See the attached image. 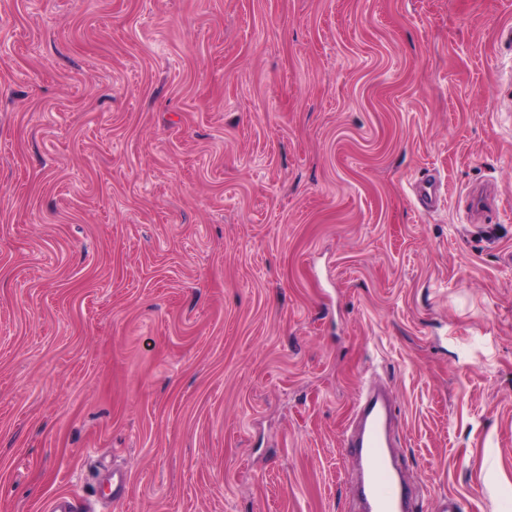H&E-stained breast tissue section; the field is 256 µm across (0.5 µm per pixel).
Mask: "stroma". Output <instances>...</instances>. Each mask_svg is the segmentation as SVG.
I'll list each match as a JSON object with an SVG mask.
<instances>
[{"label": "stroma", "instance_id": "stroma-1", "mask_svg": "<svg viewBox=\"0 0 512 512\" xmlns=\"http://www.w3.org/2000/svg\"><path fill=\"white\" fill-rule=\"evenodd\" d=\"M509 26L512 0H0V512L115 464L99 512H348L368 379L422 512H512Z\"/></svg>", "mask_w": 512, "mask_h": 512}]
</instances>
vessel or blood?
Instances as JSON below:
<instances>
[{
  "mask_svg": "<svg viewBox=\"0 0 512 512\" xmlns=\"http://www.w3.org/2000/svg\"><path fill=\"white\" fill-rule=\"evenodd\" d=\"M391 404L385 391L361 394L348 448L359 467L358 496L363 512H419L420 501L402 484L390 451Z\"/></svg>",
  "mask_w": 512,
  "mask_h": 512,
  "instance_id": "b4317fda",
  "label": "vessel or blood"
}]
</instances>
